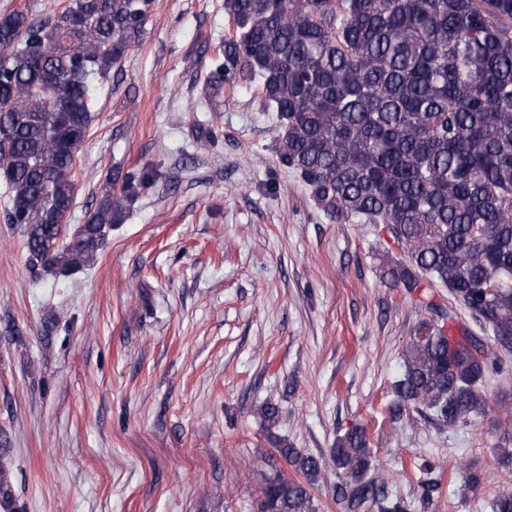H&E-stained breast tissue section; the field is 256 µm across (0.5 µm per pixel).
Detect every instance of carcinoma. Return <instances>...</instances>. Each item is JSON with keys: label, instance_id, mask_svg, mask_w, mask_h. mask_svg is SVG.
Returning a JSON list of instances; mask_svg holds the SVG:
<instances>
[{"label": "carcinoma", "instance_id": "obj_1", "mask_svg": "<svg viewBox=\"0 0 512 512\" xmlns=\"http://www.w3.org/2000/svg\"><path fill=\"white\" fill-rule=\"evenodd\" d=\"M152 0H66L42 18H0L3 221L23 229L30 264L53 275L86 267L140 191L143 168L105 180L87 223L64 241L77 154L98 90L139 44ZM235 35L208 77L257 82L281 124L277 153L338 224H384L403 259L390 285L425 313L402 354L395 407H422L441 430L474 424L498 358L430 299L448 289L497 346L512 351V0H224ZM303 480H264L258 512H316L310 485L326 460L271 441ZM331 463L345 512L366 503L407 512L367 478L363 426L336 438ZM437 466L421 486L439 492Z\"/></svg>", "mask_w": 512, "mask_h": 512}]
</instances>
